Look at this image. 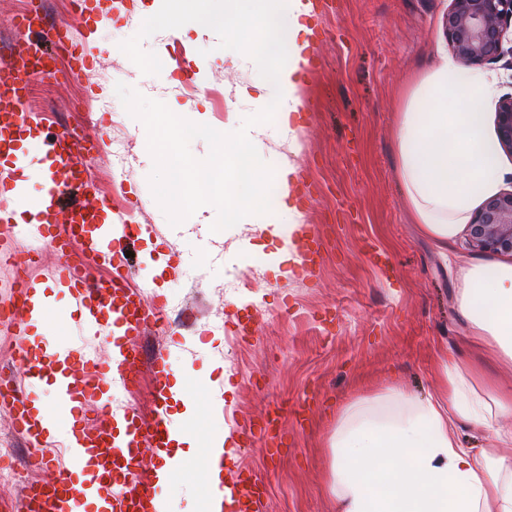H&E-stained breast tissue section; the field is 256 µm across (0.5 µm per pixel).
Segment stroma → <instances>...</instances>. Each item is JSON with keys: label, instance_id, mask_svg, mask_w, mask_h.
I'll return each mask as SVG.
<instances>
[{"label": "stroma", "instance_id": "obj_1", "mask_svg": "<svg viewBox=\"0 0 512 512\" xmlns=\"http://www.w3.org/2000/svg\"><path fill=\"white\" fill-rule=\"evenodd\" d=\"M156 0H112L108 14L89 6L71 16V0H41L47 21H72L67 49H52L54 78L37 79L27 111L41 115L47 131L77 130L85 155L88 192L112 200V212L147 226L156 252L168 258L161 280L169 328L152 331L146 350H162L174 367L220 360L235 388L216 416L214 386L205 377L183 383L193 413L178 427L196 454L183 458L162 496L171 512H202L208 498L201 456L212 438L231 429L237 460L224 473L249 470L263 484L256 512H337L327 489L329 438L338 411L374 399L393 385L418 399L443 386L439 365L455 357L476 388L512 389V362L476 347L455 308L457 270L480 258L465 236L442 246L425 236L407 207L397 176L395 103L421 71L439 64L449 50L441 21L448 0H312L309 63L302 72L306 107L298 124L303 144L296 158L298 207L319 253L308 274L275 275L242 257L225 267L224 253L241 240L237 231L213 227L223 242L193 227L194 203L172 192L178 169L213 161L225 169L223 142L179 135L187 113L202 112L213 130L229 111H254L233 89L259 80L249 67L223 64V34L175 36L147 26L137 5ZM30 0H0V66L32 40L18 30L16 15ZM100 47L87 48L88 36ZM163 46L155 61V46ZM85 56L76 65L73 56ZM182 106L173 113L169 103ZM155 130L178 135L177 155L143 149L142 119ZM13 244L15 258L0 263V298L9 296L17 274L29 275L51 299L42 340L56 353L75 347L106 355L107 345L80 336L78 316L65 289L49 270L56 259L49 242L12 243L0 227V244ZM224 339L212 345V337ZM279 414L275 430L261 425ZM0 438L11 439L14 462L28 486L51 470L27 464L24 437L0 403Z\"/></svg>", "mask_w": 512, "mask_h": 512}]
</instances>
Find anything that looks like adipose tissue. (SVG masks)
<instances>
[{
  "mask_svg": "<svg viewBox=\"0 0 512 512\" xmlns=\"http://www.w3.org/2000/svg\"><path fill=\"white\" fill-rule=\"evenodd\" d=\"M309 0H224L220 12L179 19L142 10L146 22L183 34L224 32L223 62L245 60L261 75L235 89L254 96L259 110L248 122L228 113L221 137L235 146L233 179L223 184L210 163L186 179L207 185L196 208L202 229L248 224L255 236L251 256L299 263L295 236L301 214L294 203L295 158L302 149L295 116L304 107L300 75L308 63L304 34ZM262 43L236 44L253 27ZM495 94L487 77L462 72L444 58L421 72L397 101L395 142L398 179L424 234L439 244L453 241L475 203L491 195L506 172L489 136L486 109ZM275 122L282 139L267 142ZM456 307L473 335L512 362V265L473 260L457 273ZM445 387L420 400L393 386L382 405L362 400L336 418L329 448V491L338 512H512V392L481 395L454 361L443 362ZM493 432L498 445L472 452L461 447L460 424Z\"/></svg>",
  "mask_w": 512,
  "mask_h": 512,
  "instance_id": "1",
  "label": "adipose tissue"
}]
</instances>
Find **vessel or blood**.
Wrapping results in <instances>:
<instances>
[{
	"mask_svg": "<svg viewBox=\"0 0 512 512\" xmlns=\"http://www.w3.org/2000/svg\"><path fill=\"white\" fill-rule=\"evenodd\" d=\"M51 70L30 64L20 57L12 67L0 70V157L13 148L20 131H36L40 125L25 112L22 100L34 79L51 77ZM42 150L52 162L49 171L40 172L42 189L27 199L28 219L17 220L16 210L1 209L0 225L17 238L48 239L60 255L53 281L65 288L79 307L78 326L83 335L99 336L114 343L116 350L101 359L86 352L73 354L67 372L58 380L57 408L66 417L87 415L94 409V398L103 385L120 377L130 388L137 387L143 364V342L151 324L162 318L161 307L147 306L140 289L129 287L123 272L131 238L129 225L104 223L105 199H73L75 190L84 188L83 145L71 129L41 138ZM65 208L64 221H57L58 208ZM106 261L111 275L101 283L88 285L82 267ZM33 304V286L21 283L17 297L0 305V321L24 327L23 313ZM13 363L22 378L14 382L0 400L8 402L15 429L28 445V460L39 467L49 461L52 432L34 417L32 410L40 398L39 390L48 374L46 364L33 361L25 348H18ZM173 370L161 352H154L153 415L144 419L135 409H125L121 419L123 434L111 424L82 423L72 426L64 445L65 466L59 467L52 483L35 487L29 493L30 512H80L91 496H99L105 512H159L158 479L144 477V450L167 447L174 429L165 399L166 380ZM238 495L239 512H251L260 494L258 481L239 480L232 489Z\"/></svg>",
	"mask_w": 512,
	"mask_h": 512,
	"instance_id": "obj_1",
	"label": "vessel or blood"
}]
</instances>
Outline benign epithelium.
Listing matches in <instances>:
<instances>
[{
    "mask_svg": "<svg viewBox=\"0 0 512 512\" xmlns=\"http://www.w3.org/2000/svg\"><path fill=\"white\" fill-rule=\"evenodd\" d=\"M443 35L458 63L493 62L512 44V0H449ZM494 126L503 151L512 156V93L502 96ZM468 245L490 253L512 255V189L483 201L467 225Z\"/></svg>",
    "mask_w": 512,
    "mask_h": 512,
    "instance_id": "obj_1",
    "label": "benign epithelium"
}]
</instances>
